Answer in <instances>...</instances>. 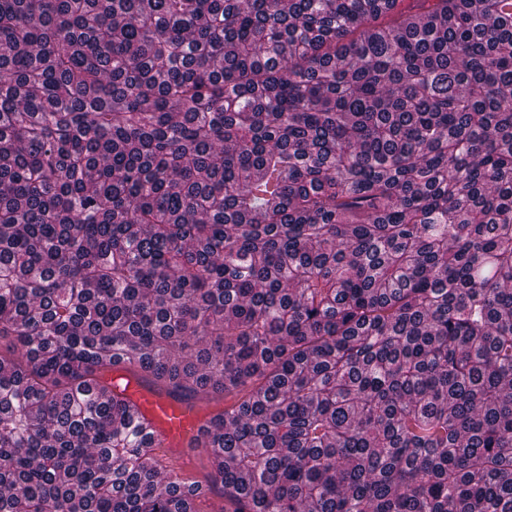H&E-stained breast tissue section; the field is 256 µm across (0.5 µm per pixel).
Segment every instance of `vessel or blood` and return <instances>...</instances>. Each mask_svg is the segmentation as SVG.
Masks as SVG:
<instances>
[{
  "instance_id": "obj_1",
  "label": "vessel or blood",
  "mask_w": 512,
  "mask_h": 512,
  "mask_svg": "<svg viewBox=\"0 0 512 512\" xmlns=\"http://www.w3.org/2000/svg\"><path fill=\"white\" fill-rule=\"evenodd\" d=\"M102 384L106 392L125 396L137 416L148 422L160 465L183 477L191 475L193 447L203 439L206 410L196 402L180 401L139 383L122 362L112 366Z\"/></svg>"
}]
</instances>
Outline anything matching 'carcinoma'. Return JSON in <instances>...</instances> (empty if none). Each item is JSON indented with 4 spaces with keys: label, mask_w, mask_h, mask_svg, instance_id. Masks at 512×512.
<instances>
[{
    "label": "carcinoma",
    "mask_w": 512,
    "mask_h": 512,
    "mask_svg": "<svg viewBox=\"0 0 512 512\" xmlns=\"http://www.w3.org/2000/svg\"><path fill=\"white\" fill-rule=\"evenodd\" d=\"M209 494L512 512V0H0V512ZM105 394L112 397L121 393L133 405L138 417L149 423L152 430L153 448L162 467L179 474L182 478L193 473L191 461L199 467L207 453H194L203 439L207 411L195 401L176 400L149 385L140 384L127 364L112 366L101 380Z\"/></svg>",
    "instance_id": "obj_1"
}]
</instances>
